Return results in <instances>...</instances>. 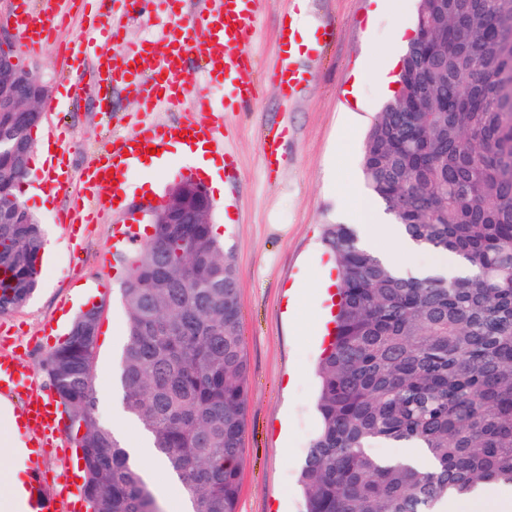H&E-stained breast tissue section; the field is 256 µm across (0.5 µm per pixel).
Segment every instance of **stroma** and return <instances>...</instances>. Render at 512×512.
Returning a JSON list of instances; mask_svg holds the SVG:
<instances>
[{"mask_svg":"<svg viewBox=\"0 0 512 512\" xmlns=\"http://www.w3.org/2000/svg\"><path fill=\"white\" fill-rule=\"evenodd\" d=\"M418 2L403 0L399 12L379 8L376 0H258L259 33L251 46L256 71L263 77V94L248 110L224 115V133L238 167L223 191H211L212 223L221 227L220 240L238 274L242 332L249 367L248 410L238 512H302L300 475L312 439L321 427L316 407L315 368L325 347L313 331L311 299L293 286L316 264L327 265L321 243L325 225L358 226L357 212L344 199V179L363 184L361 161L367 132L390 95L379 73L385 47L397 26L413 28ZM304 20L299 39L317 40L316 50L298 59L315 71L317 81L286 95L269 78L280 61V30L293 8ZM111 20L121 26L124 47L133 51L155 38L158 19L150 13L127 12L122 0H110ZM68 20L48 48L22 52L23 63L51 86L50 107L33 131L44 140L45 127L57 125L68 145L66 162L71 183L63 193L42 198L39 168H31L23 199L45 230V253L39 286L30 301L0 315V350L20 351L28 375L27 396L51 394L43 362L50 346L61 343L67 326L58 318L64 310L79 314L72 291L77 284L97 286L106 302L100 320L109 333L99 342L95 367L97 413L109 426L135 429L124 412L118 382L119 359L125 343L126 313L121 288L129 269L112 251L114 225L127 223L125 213H101L95 223L69 234L56 223L86 188L85 173L105 152L113 136L132 134L142 119L133 93L112 86L108 99L86 95L75 99L62 92L73 77L61 63V48L94 46L107 51L86 22L85 7L70 0ZM332 37L321 41L323 28ZM374 77L356 82L363 64ZM275 137L279 150L266 162L264 140ZM201 172L184 159L170 157L153 171L134 169L129 196L145 197V180H152L157 197L172 185Z\"/></svg>","mask_w":512,"mask_h":512,"instance_id":"35a3bbf8","label":"stroma"}]
</instances>
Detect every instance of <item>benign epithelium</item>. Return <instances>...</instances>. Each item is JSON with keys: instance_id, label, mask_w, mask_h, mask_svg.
<instances>
[{"instance_id": "7a95c632", "label": "benign epithelium", "mask_w": 512, "mask_h": 512, "mask_svg": "<svg viewBox=\"0 0 512 512\" xmlns=\"http://www.w3.org/2000/svg\"><path fill=\"white\" fill-rule=\"evenodd\" d=\"M15 42L13 28L0 25V113H25L40 122L51 88L9 51ZM211 210L207 190L201 183L191 180L177 183L160 207L147 209L136 204L130 214L140 219L147 215L153 224H209Z\"/></svg>"}]
</instances>
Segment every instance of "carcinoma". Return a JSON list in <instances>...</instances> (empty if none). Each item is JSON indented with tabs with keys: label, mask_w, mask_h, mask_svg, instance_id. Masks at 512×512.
I'll return each mask as SVG.
<instances>
[{
	"label": "carcinoma",
	"mask_w": 512,
	"mask_h": 512,
	"mask_svg": "<svg viewBox=\"0 0 512 512\" xmlns=\"http://www.w3.org/2000/svg\"><path fill=\"white\" fill-rule=\"evenodd\" d=\"M433 59L412 41L400 91L368 131L362 174L414 240L469 273L396 275L346 224L323 241L339 268L337 312L319 362L322 426L303 470L304 512H443L485 482L512 485V0H420ZM427 92L415 112L402 99ZM32 128L0 121V314L25 305L44 230L10 162ZM126 258L127 413L180 480L192 512H238L248 404L235 266L211 224H154ZM96 337L73 331L44 370L83 461L91 512H159L97 414ZM420 449L428 463L373 454Z\"/></svg>",
	"instance_id": "carcinoma-1"
}]
</instances>
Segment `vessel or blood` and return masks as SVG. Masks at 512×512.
<instances>
[{
  "instance_id": "obj_1",
  "label": "vessel or blood",
  "mask_w": 512,
  "mask_h": 512,
  "mask_svg": "<svg viewBox=\"0 0 512 512\" xmlns=\"http://www.w3.org/2000/svg\"><path fill=\"white\" fill-rule=\"evenodd\" d=\"M128 11H138L148 5L150 11L163 13L169 19L168 27L162 28L160 38L168 42L163 53L143 49L136 63H129L121 42L120 30L110 23L104 13H96L93 24L107 32L112 43L111 52L96 58L94 84L98 93L109 90L113 78L123 77L132 93L142 104L143 111L152 112L164 107L171 112L182 111L188 91L185 63L189 55H197L203 62L200 69L205 80H222L224 105L215 107L204 97L191 103L194 111L206 113L207 121H183L158 124L142 121L136 132L129 136H117L106 155L98 158L92 168L95 176L94 189L88 194L87 203L75 204L66 215L70 224L91 222L94 213L119 210V202L126 196L127 176L134 158L144 155L146 148L168 149L180 136L189 140H202L211 144L214 151L224 155V174L233 176L237 163L232 152L224 148V115L238 111L258 99L249 42L254 33L256 0H204L200 12L184 14L182 0H124ZM66 9L60 0H44L40 11H33L30 0H14L13 24L18 44L31 50L44 46L52 38L53 31L65 20ZM283 55L273 76L286 91L292 92L314 83L316 75L296 64L302 47L295 32L283 34ZM46 138L53 147L47 159L40 186L43 191L58 194L67 187L68 172L65 164L63 137L54 130H47ZM25 388V372L18 359L9 353L0 354V396L21 395ZM60 411L50 400L23 403L18 410V428L26 436L31 464L28 490L33 512H53V501L41 494L42 473L39 461L48 439L58 438L61 427Z\"/></svg>"
}]
</instances>
